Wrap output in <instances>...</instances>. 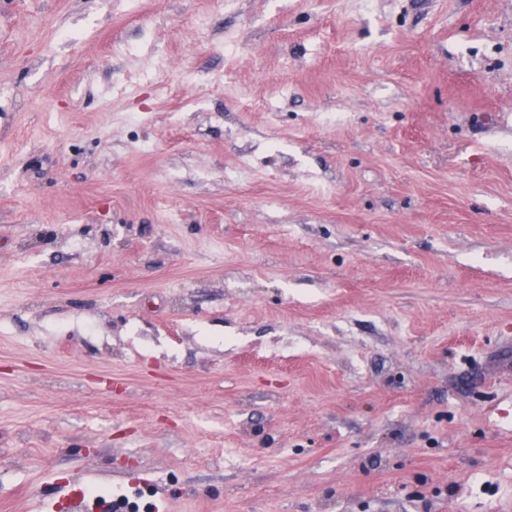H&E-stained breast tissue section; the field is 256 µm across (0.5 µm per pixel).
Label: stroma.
I'll use <instances>...</instances> for the list:
<instances>
[{
	"label": "stroma",
	"mask_w": 512,
	"mask_h": 512,
	"mask_svg": "<svg viewBox=\"0 0 512 512\" xmlns=\"http://www.w3.org/2000/svg\"><path fill=\"white\" fill-rule=\"evenodd\" d=\"M512 512V0H0V512Z\"/></svg>",
	"instance_id": "stroma-1"
}]
</instances>
